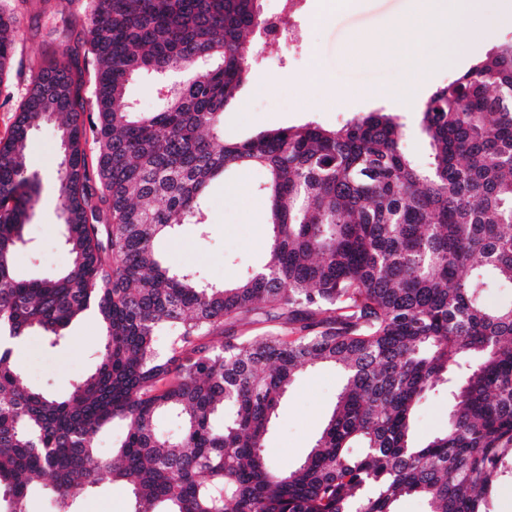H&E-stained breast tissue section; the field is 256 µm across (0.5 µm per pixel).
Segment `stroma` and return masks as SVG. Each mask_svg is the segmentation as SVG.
<instances>
[{
    "label": "stroma",
    "instance_id": "stroma-1",
    "mask_svg": "<svg viewBox=\"0 0 512 512\" xmlns=\"http://www.w3.org/2000/svg\"><path fill=\"white\" fill-rule=\"evenodd\" d=\"M320 0H306L294 16L295 41L277 47L263 32L251 34L254 53L249 61L247 80L235 101L224 112V137L243 141L275 129L309 122L324 128L343 125L356 115L382 110L397 115L405 126L403 148L418 164H427L429 143L420 128L419 105L437 87L448 84L485 59L495 46L512 42V19L500 22L484 47H473L467 39L458 43L459 59L442 60L443 41L428 42L423 52L438 56L434 79L420 90L413 110L385 100H367L359 90L368 85L387 86L403 82L409 60L395 55L385 62L350 65L344 54L348 43L365 50L380 38L390 17L406 14L409 0H354L344 13L316 25L312 19ZM0 8L12 11L20 21L22 39L0 93V140L6 138L15 111L28 90L32 59L50 52L62 53L60 44H49L43 18L27 11L23 0H0ZM318 59L323 74L321 83H310L306 74L311 59ZM349 87L350 95L333 94L335 86ZM27 163L40 179L41 202L25 229L27 245L16 256L15 272L23 278L54 275L68 264L62 245L57 211V169L59 145L53 125L36 131L28 145ZM265 175L258 168H244L214 181L206 199L207 233L198 235L194 226H183L172 238L159 242L158 251L173 266L199 270L211 282L225 284L240 274L255 269L266 259L269 229L266 224L268 201L258 186ZM101 328L94 317L83 315L73 320L58 343L34 333L26 336L14 352L27 385L54 398L68 397L73 385L94 372ZM343 383L339 370L332 366L307 369L297 376L282 398L278 414L266 436L267 456L281 466L302 462L321 434ZM448 421V395L440 390L421 405L415 417V438L427 441L445 428ZM76 512H131L133 503L125 487L106 485L79 496Z\"/></svg>",
    "mask_w": 512,
    "mask_h": 512
}]
</instances>
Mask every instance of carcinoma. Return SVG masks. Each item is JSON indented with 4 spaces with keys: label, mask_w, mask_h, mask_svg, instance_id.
Instances as JSON below:
<instances>
[{
    "label": "carcinoma",
    "mask_w": 512,
    "mask_h": 512,
    "mask_svg": "<svg viewBox=\"0 0 512 512\" xmlns=\"http://www.w3.org/2000/svg\"><path fill=\"white\" fill-rule=\"evenodd\" d=\"M261 24L254 0H83L56 33L66 59L33 61L0 140V340L38 331L54 345L89 313L102 350L64 400L28 388L0 350V512H26L41 479L59 512L104 484L127 487L132 512H398L409 496L427 512H492L512 481V303L482 300L512 285V44L431 94L419 167L388 112L224 139ZM19 38L1 11L0 82ZM144 72L179 76L155 112L129 106ZM50 121L69 263L21 279L40 202L26 148ZM243 167L265 174V262L224 285L165 264L159 237L205 234L210 185ZM261 315L280 325L206 342ZM318 363L343 372L335 407L302 463L275 465L270 423ZM440 385L448 424L422 444L414 416ZM163 416L179 434L158 432ZM115 418L128 423L118 459L96 461Z\"/></svg>",
    "instance_id": "obj_1"
}]
</instances>
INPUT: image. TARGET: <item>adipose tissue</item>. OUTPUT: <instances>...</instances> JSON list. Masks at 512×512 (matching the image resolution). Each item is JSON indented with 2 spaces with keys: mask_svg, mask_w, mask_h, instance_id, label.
<instances>
[{
  "mask_svg": "<svg viewBox=\"0 0 512 512\" xmlns=\"http://www.w3.org/2000/svg\"><path fill=\"white\" fill-rule=\"evenodd\" d=\"M410 13L391 19L382 37L366 53L349 50L353 64L384 61L395 52L418 51L431 34L441 32L449 37V51H456L457 36L479 40L492 29L490 0H412Z\"/></svg>",
  "mask_w": 512,
  "mask_h": 512,
  "instance_id": "obj_1",
  "label": "adipose tissue"
}]
</instances>
